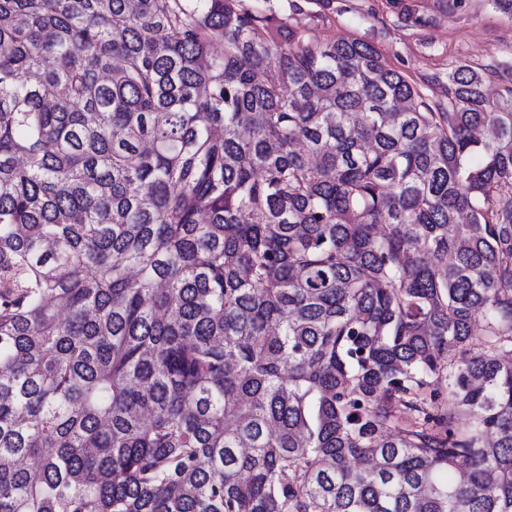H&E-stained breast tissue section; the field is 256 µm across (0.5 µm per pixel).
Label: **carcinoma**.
Here are the masks:
<instances>
[{
    "mask_svg": "<svg viewBox=\"0 0 512 512\" xmlns=\"http://www.w3.org/2000/svg\"><path fill=\"white\" fill-rule=\"evenodd\" d=\"M304 13L0 0V512H512V78Z\"/></svg>",
    "mask_w": 512,
    "mask_h": 512,
    "instance_id": "1",
    "label": "carcinoma"
}]
</instances>
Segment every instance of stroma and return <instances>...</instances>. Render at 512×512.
<instances>
[{
    "label": "stroma",
    "instance_id": "35a3bbf8",
    "mask_svg": "<svg viewBox=\"0 0 512 512\" xmlns=\"http://www.w3.org/2000/svg\"><path fill=\"white\" fill-rule=\"evenodd\" d=\"M415 9L416 22L400 17L402 4ZM310 11L323 15L314 23L300 15L293 25L315 39L359 38L373 44L391 68L405 74L430 100L443 99L448 72L459 60L483 68L488 92L500 91L501 69L512 66V15L488 0H314Z\"/></svg>",
    "mask_w": 512,
    "mask_h": 512
}]
</instances>
